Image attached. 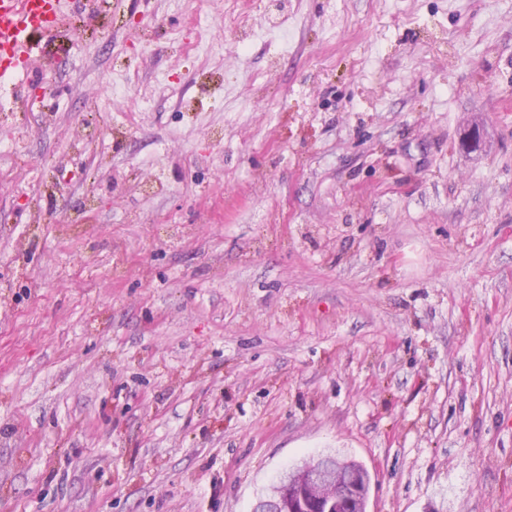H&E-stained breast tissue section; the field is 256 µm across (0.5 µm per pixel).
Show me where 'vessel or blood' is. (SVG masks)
Returning <instances> with one entry per match:
<instances>
[{
  "label": "vessel or blood",
  "mask_w": 512,
  "mask_h": 512,
  "mask_svg": "<svg viewBox=\"0 0 512 512\" xmlns=\"http://www.w3.org/2000/svg\"><path fill=\"white\" fill-rule=\"evenodd\" d=\"M62 0H0V72L26 68L35 35L62 28Z\"/></svg>",
  "instance_id": "b4317fda"
}]
</instances>
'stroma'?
I'll return each mask as SVG.
<instances>
[{"mask_svg": "<svg viewBox=\"0 0 512 512\" xmlns=\"http://www.w3.org/2000/svg\"><path fill=\"white\" fill-rule=\"evenodd\" d=\"M67 11L0 77V512H250L326 451L512 512V0Z\"/></svg>", "mask_w": 512, "mask_h": 512, "instance_id": "obj_1", "label": "stroma"}]
</instances>
